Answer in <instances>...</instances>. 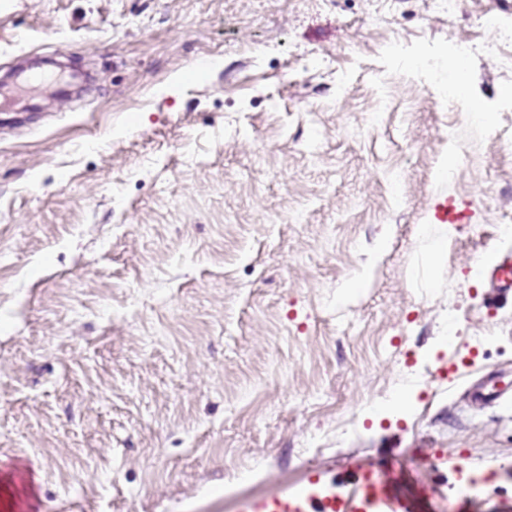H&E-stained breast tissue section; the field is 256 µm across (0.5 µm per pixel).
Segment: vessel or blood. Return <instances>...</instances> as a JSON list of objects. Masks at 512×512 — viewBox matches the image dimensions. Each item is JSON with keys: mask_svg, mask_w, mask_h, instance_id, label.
Wrapping results in <instances>:
<instances>
[{"mask_svg": "<svg viewBox=\"0 0 512 512\" xmlns=\"http://www.w3.org/2000/svg\"><path fill=\"white\" fill-rule=\"evenodd\" d=\"M486 277L490 288L501 296H512V253L494 257L488 263ZM508 392L500 377L494 376L471 385L470 401L477 406L501 402ZM397 463L394 458L380 459L376 466L360 468L351 475L348 492L312 478L307 487L290 491L279 489L260 497H240L235 512H417L414 496L397 492Z\"/></svg>", "mask_w": 512, "mask_h": 512, "instance_id": "vessel-or-blood-1", "label": "vessel or blood"}]
</instances>
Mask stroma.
<instances>
[{
    "instance_id": "stroma-1",
    "label": "stroma",
    "mask_w": 512,
    "mask_h": 512,
    "mask_svg": "<svg viewBox=\"0 0 512 512\" xmlns=\"http://www.w3.org/2000/svg\"><path fill=\"white\" fill-rule=\"evenodd\" d=\"M486 9L0 0V75L56 60L0 110V512H234L384 456L512 512V406L465 395L512 375V72L466 59L478 124L436 89ZM486 277L489 288H492L497 295L512 296V253L494 257L487 264Z\"/></svg>"
}]
</instances>
